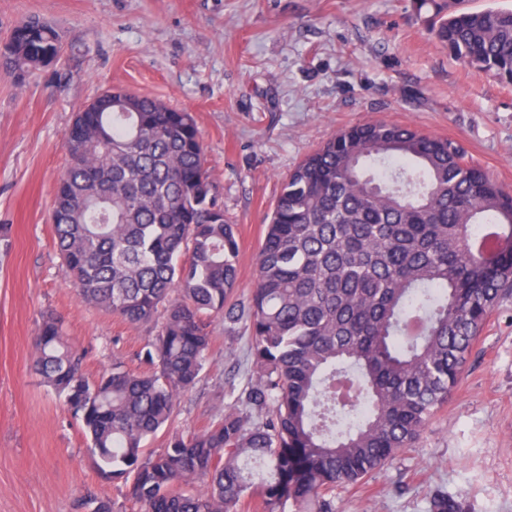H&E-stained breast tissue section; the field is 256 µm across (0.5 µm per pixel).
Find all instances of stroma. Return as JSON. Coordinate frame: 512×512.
Returning a JSON list of instances; mask_svg holds the SVG:
<instances>
[{
	"mask_svg": "<svg viewBox=\"0 0 512 512\" xmlns=\"http://www.w3.org/2000/svg\"><path fill=\"white\" fill-rule=\"evenodd\" d=\"M419 0H0V44L35 16L59 60L19 81L0 71V512H78L86 495L140 512L123 481L101 477L80 420L35 365L44 313L97 379L136 354L153 324L129 325L70 287L50 221L76 112L123 89L193 112L205 166L239 243L246 299L281 184L339 130L368 121L451 138L512 190V85L451 57ZM199 382L172 428L203 430L249 376L244 323L215 316ZM443 491L468 512H512V298L488 316L448 404L415 447L356 486L336 512H429Z\"/></svg>",
	"mask_w": 512,
	"mask_h": 512,
	"instance_id": "stroma-1",
	"label": "stroma"
}]
</instances>
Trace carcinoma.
Listing matches in <instances>:
<instances>
[{
	"instance_id": "1",
	"label": "carcinoma",
	"mask_w": 512,
	"mask_h": 512,
	"mask_svg": "<svg viewBox=\"0 0 512 512\" xmlns=\"http://www.w3.org/2000/svg\"><path fill=\"white\" fill-rule=\"evenodd\" d=\"M434 3L435 36L476 73L512 83V8ZM57 32L16 26L0 57L19 80L53 65ZM52 224L72 288L132 325L163 318L139 352L91 382L48 315L46 383L83 424L102 476L143 512H334L415 446L452 395L488 314L512 296V193L457 142L371 120L338 131L284 180L248 298L239 252L191 112L104 92L65 133ZM245 322L253 380L208 427L146 443L172 421L208 356L205 318ZM430 512H466L437 491Z\"/></svg>"
}]
</instances>
